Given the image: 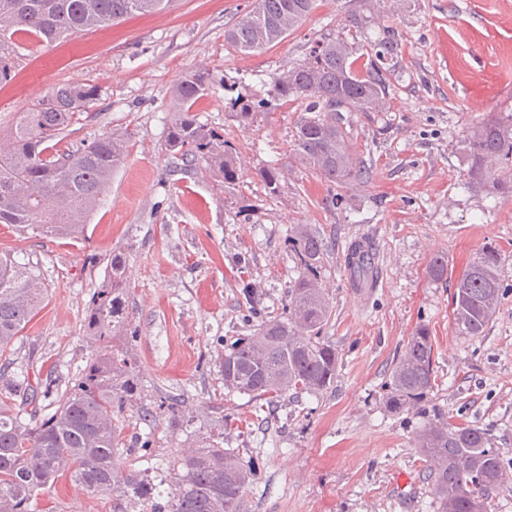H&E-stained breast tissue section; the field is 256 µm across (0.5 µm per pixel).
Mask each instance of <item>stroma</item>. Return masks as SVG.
I'll return each mask as SVG.
<instances>
[{
  "label": "stroma",
  "instance_id": "stroma-1",
  "mask_svg": "<svg viewBox=\"0 0 512 512\" xmlns=\"http://www.w3.org/2000/svg\"><path fill=\"white\" fill-rule=\"evenodd\" d=\"M251 2L178 0L56 46L20 48L16 76L0 88V123L56 86L91 83L99 97L70 141L125 131L130 148L83 236L0 224V251L38 262L48 286L41 311L0 353V376L25 374L48 388L39 405L59 400L94 354L88 306L107 257L120 250L134 333L114 344L130 355L138 386L119 418V476L144 474L166 504L176 458L211 437L254 467L245 512H437L414 442L428 414L489 430L512 472V197L470 187L464 151L471 126L512 111V0H384L397 42L386 109L352 113L349 143L368 175L346 186L296 161L299 102L242 125L227 115L224 87L266 95L275 74L303 61L308 40L340 30L352 0H317L297 31L243 54L224 31ZM197 70L210 85L193 112L238 156L231 184L202 166L175 172L165 150L171 88ZM271 161L283 171L275 195L263 179ZM296 224L323 243L332 302L324 334L339 362L327 391L289 394L267 409L225 392L219 360L227 343L282 313L297 276L287 243ZM364 237L376 243L378 285L360 294L345 254ZM490 245L502 258L498 311L483 335H458L455 284ZM440 255L448 270L437 280L428 266ZM246 283L259 297L253 315L240 300ZM420 325L433 338L435 384L425 413L392 414L384 384ZM31 512L122 510L63 479L33 499Z\"/></svg>",
  "mask_w": 512,
  "mask_h": 512
}]
</instances>
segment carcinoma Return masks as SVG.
Instances as JSON below:
<instances>
[{"mask_svg": "<svg viewBox=\"0 0 512 512\" xmlns=\"http://www.w3.org/2000/svg\"><path fill=\"white\" fill-rule=\"evenodd\" d=\"M338 32L311 40L307 58L272 77L267 96L239 93L228 98L230 117L250 124L274 103H301L293 151L298 162L328 181L346 184L363 179V162L350 150L343 112H381L386 106L387 74L397 52L393 35L369 43L365 70L354 56L363 45L348 40L372 21L370 0H354ZM176 0H0V85L12 80L18 35L47 44L112 25L135 14L172 9ZM315 0H255L224 40L234 49L260 53L298 30ZM208 73L178 78L171 89L175 112L166 149L179 171L200 164L227 184L235 182L232 148L197 122L194 104L204 95ZM92 84H63L17 112L7 128L9 146L0 148V224H13L55 238L84 233L112 173L129 153L130 134L112 132L90 143H69V128L98 99ZM471 183L487 193H512V112H499L473 126L466 137ZM298 277L288 290L282 316L262 320L247 336L224 349L219 368L224 389L272 403L292 390L319 394L336 379L338 353L323 335L332 309L320 287L322 245L303 224L288 234ZM126 257L112 252L106 276L94 293L87 335L100 351L53 413L30 424L10 402L0 401V503L12 512H28L40 490L68 478L92 494L116 495L127 504L151 499L153 488L131 474L114 479L122 441L118 415L135 394L137 379L127 352L112 346L117 336L136 335L128 310ZM502 262L498 250H482L457 282L453 320L462 336H480L499 302ZM47 296L37 264L0 252V351L22 336ZM434 344L428 327L418 326L385 382L389 412L423 413L434 385ZM417 447L429 462L427 477L437 487V512H488L492 495L509 478L489 434L474 425L450 426L439 413L416 431ZM167 512H242L251 470L235 450L212 439L177 461Z\"/></svg>", "mask_w": 512, "mask_h": 512, "instance_id": "1", "label": "carcinoma"}]
</instances>
